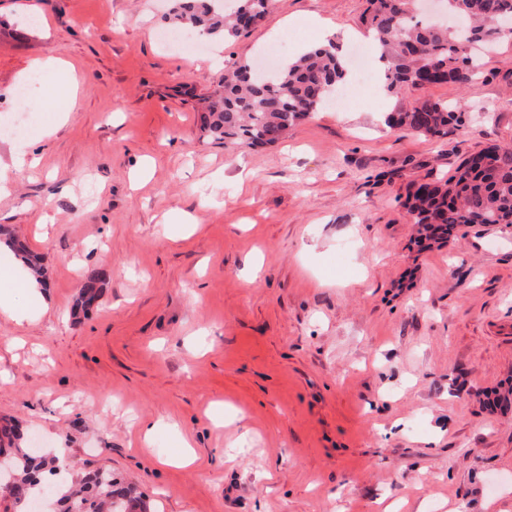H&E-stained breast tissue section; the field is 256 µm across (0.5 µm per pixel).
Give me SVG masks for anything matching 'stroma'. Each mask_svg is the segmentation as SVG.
Returning <instances> with one entry per match:
<instances>
[{
    "label": "stroma",
    "instance_id": "35a3bbf8",
    "mask_svg": "<svg viewBox=\"0 0 512 512\" xmlns=\"http://www.w3.org/2000/svg\"><path fill=\"white\" fill-rule=\"evenodd\" d=\"M171 0H0V113L29 122L39 159L12 170L0 227L43 256L16 323L0 314V418L107 467L154 512H512V226L414 239L410 186L512 147V40L476 87L333 106L272 146L200 128L224 70L334 27L376 52L366 0H274L215 47L164 42ZM221 66H211L214 52ZM54 56L20 107L11 90ZM72 112L61 116L68 87ZM460 104L434 140L383 116L420 97ZM103 270L97 307L73 306ZM159 427L150 444L133 428ZM200 465L172 466L185 448Z\"/></svg>",
    "mask_w": 512,
    "mask_h": 512
}]
</instances>
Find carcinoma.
Listing matches in <instances>:
<instances>
[{
    "label": "carcinoma",
    "instance_id": "carcinoma-1",
    "mask_svg": "<svg viewBox=\"0 0 512 512\" xmlns=\"http://www.w3.org/2000/svg\"><path fill=\"white\" fill-rule=\"evenodd\" d=\"M366 25L389 55L386 88L399 95L424 91L428 80L471 87L479 64L476 47L501 39L496 22L512 16V0H448L464 25L450 29L425 23L409 11L408 0H368ZM167 19L174 29H202L222 41L247 31L240 18L226 12L219 0H172ZM346 71L335 44L312 49L273 71H259L242 61L224 77V89L201 116L204 130L224 145H272L300 121L330 102ZM460 116L448 104L425 99L385 117L391 129L448 137ZM405 207L419 241L449 242L459 224H512V149L490 146L464 159L448 180L423 183L409 191ZM3 243L39 275L42 259L11 234ZM104 272L86 276L77 304L93 306L101 295ZM10 450V470L20 489L36 493L39 484L55 490L59 512H147L134 489L107 468H98L69 482L38 448L24 444L13 425L0 426V449Z\"/></svg>",
    "mask_w": 512,
    "mask_h": 512
}]
</instances>
